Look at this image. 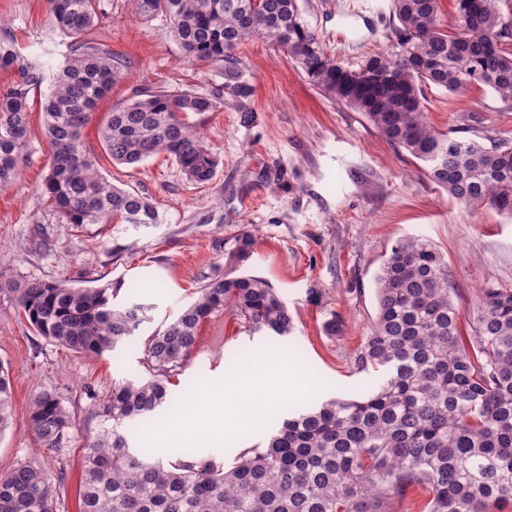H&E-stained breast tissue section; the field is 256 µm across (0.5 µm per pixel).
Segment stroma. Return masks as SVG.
Here are the masks:
<instances>
[{
	"label": "stroma",
	"instance_id": "stroma-1",
	"mask_svg": "<svg viewBox=\"0 0 512 512\" xmlns=\"http://www.w3.org/2000/svg\"><path fill=\"white\" fill-rule=\"evenodd\" d=\"M298 0L303 19L342 66L388 44L390 0ZM105 17L95 40L128 66L84 130L100 171L122 188L152 197L156 224H69L41 186L50 154L40 110L19 174L0 190V270L32 281L100 286L141 281L145 319L126 342L100 357H84L34 332L24 316L0 304V364L9 370L12 420L0 432V475L19 463L39 462L58 483L56 512H78L87 443L101 428L97 404L113 384L145 377L143 343L197 296L206 276L251 274L277 288L294 317L290 336L250 330L233 312L213 314L198 345L172 379L183 397L201 379H218L229 360L262 348L294 350L326 382L321 398L353 399L376 387L378 373L354 365L376 321L375 279L395 241L428 240L448 263L459 327L470 333L484 288H512V218L484 206L463 209L433 183L425 163L390 144L360 112L326 97L297 65L261 38L233 55L241 77L224 80L221 67L189 62L165 18L144 21L131 0H100ZM0 28L29 60L53 72L68 39L52 25L48 0H0ZM176 85L208 93L221 103L203 126L221 159L212 183L186 181L165 155L132 166L109 159L100 130L112 108L146 87ZM424 110L432 125L456 137L489 143L512 140V105L482 87L449 92L428 86ZM252 232L246 259L233 257L236 238ZM343 332L325 336L330 315ZM54 393L73 429L59 447L42 446L29 424L39 392Z\"/></svg>",
	"mask_w": 512,
	"mask_h": 512
}]
</instances>
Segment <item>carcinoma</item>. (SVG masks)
Listing matches in <instances>:
<instances>
[{
    "label": "carcinoma",
    "mask_w": 512,
    "mask_h": 512,
    "mask_svg": "<svg viewBox=\"0 0 512 512\" xmlns=\"http://www.w3.org/2000/svg\"><path fill=\"white\" fill-rule=\"evenodd\" d=\"M456 21L439 18V0H390L389 45L364 57L352 75L327 54L303 20L298 0H132L135 14L161 15L191 61L239 78L235 47L268 40L325 95L362 113L391 144L427 164L432 180L466 208L488 205L512 217V141L487 148L435 129L424 112V87L449 92L484 86L512 104V26L496 0H455ZM51 20L70 38L59 70L24 58L0 38V188L19 170L30 137L31 94H41L51 147L42 191L68 224H157L151 201L112 184L84 145L83 131L122 78V60L92 38L100 0H49ZM220 104L217 94L142 89L115 107L102 127L117 165L164 153L186 179L211 183L220 160L200 131ZM123 283L74 287L0 272V304L39 336L83 356H101L134 335L145 306L116 300ZM378 312L357 369L384 373L368 394L327 399L282 422L265 446L246 448L226 466L198 450L165 461L131 447V429L169 404L171 378L194 351L201 325L231 310L255 331L286 337L294 317L262 277H208L197 298L144 342L148 377L112 388L98 405L103 426L85 448L80 512H390L415 486L431 498L426 512H503L512 505V288L481 290L475 325L458 329L448 262L425 239L391 247L376 278ZM12 418V389L0 365V432ZM30 425L46 448L73 428L53 393L33 397ZM57 486L29 460L0 476V512H56Z\"/></svg>",
    "instance_id": "cac0c4a2"
}]
</instances>
